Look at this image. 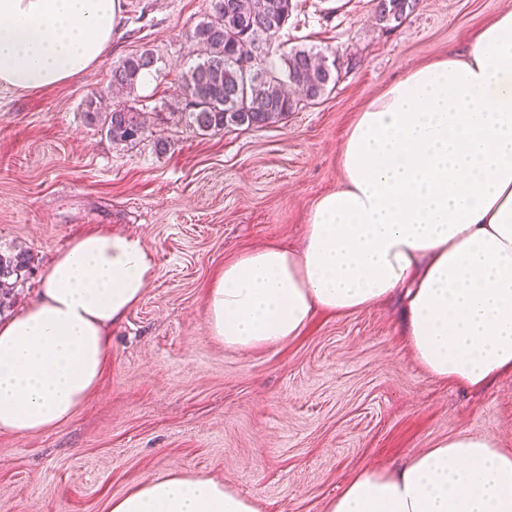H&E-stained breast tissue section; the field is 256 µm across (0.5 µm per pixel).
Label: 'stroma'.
I'll return each mask as SVG.
<instances>
[{"mask_svg": "<svg viewBox=\"0 0 512 512\" xmlns=\"http://www.w3.org/2000/svg\"><path fill=\"white\" fill-rule=\"evenodd\" d=\"M293 2L280 50L326 51L338 78L322 100L264 127L201 135L181 116L180 76L196 60L187 34L208 0H121L99 66L55 87L0 90V250L32 257L0 316L34 302L44 268L89 230L138 236L157 265L73 417L0 433V512H106L129 486L185 470L260 512H324L358 469L392 468L438 440L492 433L512 449V374L482 389L433 378L397 304L316 313L284 346L237 351L210 333L211 280L244 250L299 243L315 202L343 181L339 151L366 103L512 11V0H416L389 30L373 0ZM144 48L160 71L126 102L157 118L139 143L117 145L85 123V102L107 88L114 61Z\"/></svg>", "mask_w": 512, "mask_h": 512, "instance_id": "obj_1", "label": "stroma"}]
</instances>
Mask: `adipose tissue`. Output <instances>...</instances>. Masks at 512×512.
<instances>
[{"label": "adipose tissue", "mask_w": 512, "mask_h": 512, "mask_svg": "<svg viewBox=\"0 0 512 512\" xmlns=\"http://www.w3.org/2000/svg\"><path fill=\"white\" fill-rule=\"evenodd\" d=\"M119 0H0V89L40 90L98 64ZM343 184L312 208L299 247L225 264L206 290L212 336L283 345L315 312L403 304V334L432 377L480 388L512 372V11L465 57L413 68L373 99L340 152ZM156 277L141 239L92 232L45 268L38 299L0 321V432L67 421L94 390L108 331ZM107 512H259L223 482L168 473ZM324 512H512V450L456 435L390 470L362 468Z\"/></svg>", "instance_id": "1"}]
</instances>
